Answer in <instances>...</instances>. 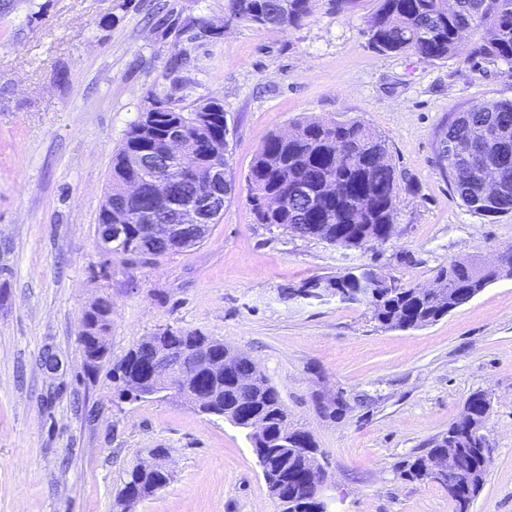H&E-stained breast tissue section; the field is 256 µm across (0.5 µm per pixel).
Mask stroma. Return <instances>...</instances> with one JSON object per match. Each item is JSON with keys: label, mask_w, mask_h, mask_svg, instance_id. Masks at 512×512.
Listing matches in <instances>:
<instances>
[{"label": "stroma", "mask_w": 512, "mask_h": 512, "mask_svg": "<svg viewBox=\"0 0 512 512\" xmlns=\"http://www.w3.org/2000/svg\"><path fill=\"white\" fill-rule=\"evenodd\" d=\"M377 6L318 0L301 26L271 29L231 18L228 0H0V512H280L244 431L178 398L119 399L113 365L166 328L257 363L289 426L313 436L332 512H452L447 490L400 471L483 393L492 463L470 512H512V279L410 330L332 297L281 298L368 266L428 287L450 261L512 247V213L468 211L437 148L452 113L512 100V65L378 53ZM152 97L223 106L233 191L195 247L107 258L96 228L112 156ZM306 117L358 119L386 141L398 215L375 250L255 223L250 166ZM103 295L110 352L92 371L81 318ZM153 448L169 450L171 481L123 509V471Z\"/></svg>", "instance_id": "obj_1"}]
</instances>
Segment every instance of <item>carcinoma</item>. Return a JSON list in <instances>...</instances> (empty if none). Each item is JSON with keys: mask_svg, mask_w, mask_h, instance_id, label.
<instances>
[{"mask_svg": "<svg viewBox=\"0 0 512 512\" xmlns=\"http://www.w3.org/2000/svg\"><path fill=\"white\" fill-rule=\"evenodd\" d=\"M317 0H229L233 18L266 28L298 27L314 11ZM456 9L448 12V0H380L368 17L366 31L373 47L386 53L411 52L425 60H441L466 54L490 62L512 63V0H455ZM297 139L279 134L267 137L246 181L250 189L249 204L254 221L267 228L278 229L295 237L320 240L327 244L340 236L351 247L364 248L368 243H383L395 228L399 178L388 158L385 141L362 122H324L312 118L297 124ZM194 142L210 152L209 160L228 165L224 127L204 122L192 128ZM459 142L470 151L473 164L463 173L439 154L454 195L468 210L478 216L494 217L512 211V100H488L457 112L440 133ZM493 138L495 153L506 158L501 178L505 191L488 194L481 184V164L488 138ZM157 155L163 151L161 137L143 122L131 124L112 160L110 184L101 205L98 225L105 224L109 205L124 209L145 208L157 214L158 222L168 220L169 199L145 196L128 199L123 195L127 183L140 177L134 155ZM208 166L198 172L183 170L175 162L162 165L157 175L172 182V197L188 202L198 194L201 177ZM302 185L307 197L287 196V190ZM277 194L287 202L277 211L261 209L262 198ZM196 242L180 240L171 245L139 235V227L123 225L121 248L115 250L130 261L144 262L171 256L193 247ZM366 271L349 272L340 278L326 280L328 286L345 289V303H362L384 329H417L433 324L456 308L469 302L488 284L501 278L499 268L478 269L470 260H455L437 271L436 277L451 283L444 296H423L411 286L394 290L380 289L372 298L361 293L360 279ZM86 331L80 336L83 354L90 342L100 338L104 351H109L107 334L112 325V300L97 298L83 313ZM208 343L212 350L226 348L223 341L194 332H170L165 346L176 354L183 348ZM150 357L146 342L138 341L112 368V382L118 397L125 398L124 382L140 378L142 360ZM255 365L241 357L230 371L215 381L212 403L214 416L246 431L251 447L263 454L265 467L275 473L267 487L279 502L281 512H311L315 494L311 482L304 478V447L295 434H283L288 426V411L279 392L264 376L254 378ZM448 434L427 451L407 461L402 474L409 480L432 481L426 470V456L448 459L452 447ZM483 436L473 434L466 450L455 458L448 478L455 481L458 496L470 508L488 473L490 454L480 451ZM477 473V481L468 484L463 475ZM171 474L162 469L146 471L138 461L125 470L121 497L128 491H147L153 495L170 483Z\"/></svg>", "mask_w": 512, "mask_h": 512, "instance_id": "1", "label": "carcinoma"}]
</instances>
